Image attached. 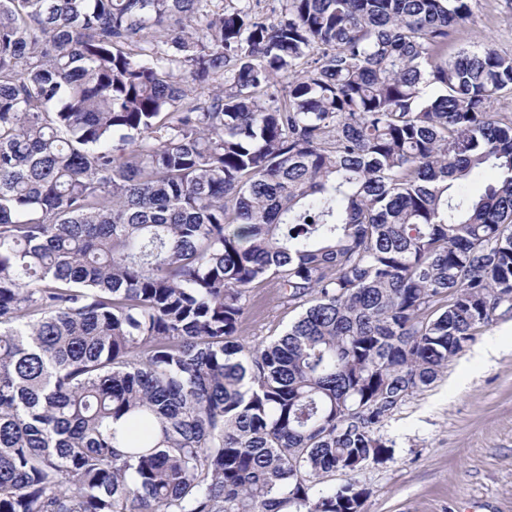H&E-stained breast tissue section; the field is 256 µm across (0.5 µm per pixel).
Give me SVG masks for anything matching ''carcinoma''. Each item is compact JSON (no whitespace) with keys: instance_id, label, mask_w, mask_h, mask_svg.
<instances>
[{"instance_id":"1","label":"carcinoma","mask_w":512,"mask_h":512,"mask_svg":"<svg viewBox=\"0 0 512 512\" xmlns=\"http://www.w3.org/2000/svg\"><path fill=\"white\" fill-rule=\"evenodd\" d=\"M219 2L0 0V512H360L324 478L512 317L474 0ZM251 303L252 308L242 333L248 340L281 334L299 311L282 304L278 289L273 285L256 289Z\"/></svg>"}]
</instances>
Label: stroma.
I'll list each match as a JSON object with an SVG mask.
<instances>
[{"label": "stroma", "mask_w": 512, "mask_h": 512, "mask_svg": "<svg viewBox=\"0 0 512 512\" xmlns=\"http://www.w3.org/2000/svg\"><path fill=\"white\" fill-rule=\"evenodd\" d=\"M459 47L512 54V0H475ZM243 326L247 339L276 336L297 316L277 288L256 289ZM495 356L473 361L474 348ZM430 388L408 400L382 429L392 459L326 477L325 485L366 488L363 512H512V318L497 321Z\"/></svg>", "instance_id": "1"}]
</instances>
